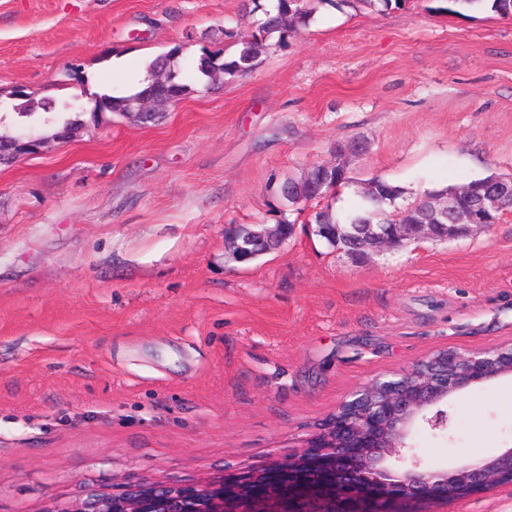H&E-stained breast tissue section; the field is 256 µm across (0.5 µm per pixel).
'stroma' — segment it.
<instances>
[{
    "instance_id": "obj_1",
    "label": "stroma",
    "mask_w": 512,
    "mask_h": 512,
    "mask_svg": "<svg viewBox=\"0 0 512 512\" xmlns=\"http://www.w3.org/2000/svg\"><path fill=\"white\" fill-rule=\"evenodd\" d=\"M306 27L248 76L191 68L250 35L240 0H0V512H61L137 483L206 485L302 451L353 392L433 354L512 342V212L490 231L357 262L288 212L294 236L247 265L232 224H272L289 176L361 138L357 180L426 191L512 174V18L408 0H311ZM178 49L188 90L143 125L97 95ZM55 102L75 122L22 117ZM512 375L417 423L422 467L512 446ZM448 512H512L500 487Z\"/></svg>"
}]
</instances>
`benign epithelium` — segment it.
I'll use <instances>...</instances> for the list:
<instances>
[{"label":"benign epithelium","mask_w":512,"mask_h":512,"mask_svg":"<svg viewBox=\"0 0 512 512\" xmlns=\"http://www.w3.org/2000/svg\"><path fill=\"white\" fill-rule=\"evenodd\" d=\"M12 142L21 158L42 147L44 139L20 135ZM512 201V176L497 178L476 209L454 224L335 225L347 255L365 260L373 253L400 248L406 241L439 236L454 240L489 230V217ZM227 255L244 264L256 256L254 239L225 237ZM454 366L440 372L434 361L413 370L417 382L377 381L340 403L336 413L299 454H290L273 469L244 473L217 488L133 484L121 493H102L61 512H392L396 502L431 497L444 503L485 488L512 486V448L479 463H458L427 470L417 460L394 470L389 460H405L403 450L418 417L451 394L472 384L512 375V346L461 354L443 352ZM355 448L349 455L346 449Z\"/></svg>","instance_id":"obj_1"}]
</instances>
